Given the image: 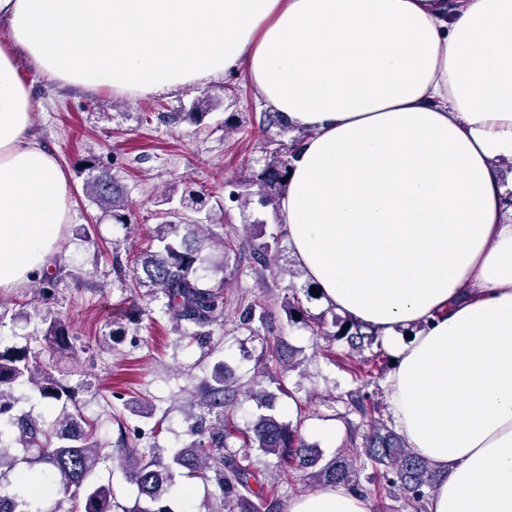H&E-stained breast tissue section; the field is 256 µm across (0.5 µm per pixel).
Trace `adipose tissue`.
<instances>
[{
    "label": "adipose tissue",
    "mask_w": 512,
    "mask_h": 512,
    "mask_svg": "<svg viewBox=\"0 0 512 512\" xmlns=\"http://www.w3.org/2000/svg\"><path fill=\"white\" fill-rule=\"evenodd\" d=\"M0 290L70 222L25 54L142 96L246 72L306 131L279 200L323 302L393 350L388 409L441 474L429 512H512V0H0ZM288 512H367L330 487Z\"/></svg>",
    "instance_id": "adipose-tissue-1"
}]
</instances>
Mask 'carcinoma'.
<instances>
[{
  "label": "carcinoma",
  "instance_id": "1",
  "mask_svg": "<svg viewBox=\"0 0 512 512\" xmlns=\"http://www.w3.org/2000/svg\"><path fill=\"white\" fill-rule=\"evenodd\" d=\"M267 125L279 128L277 137L266 147L262 168L250 171L244 186L257 185L262 192L261 202L270 204L279 199L286 184L292 158L302 145L304 136L284 138L291 129L276 112L264 114ZM88 171L86 188L91 198L112 213V220L128 225V208L124 188L108 173L93 164ZM183 207L194 213L207 206L204 193L189 188L182 198ZM184 232L165 221L159 225L154 244L141 251L133 261L131 288L144 285L159 288L165 295L166 310L176 326L184 329L183 337L198 343L210 336V326L224 318L227 298L223 285L209 283L204 271L202 240L199 230L203 221L188 215L181 217ZM277 240L254 245L251 257L262 269L272 266L277 252ZM241 325L249 327L256 321L265 322V311L254 304H239L235 310ZM308 311L297 293L288 298L290 321L306 320ZM47 324L45 340L48 348L62 353L72 348L71 336L64 320L47 310L41 317ZM334 330H321L332 340H344L350 352L362 350L372 342L377 332L346 316L337 317ZM230 375L219 365L212 380L203 383L199 403L218 409L217 422L208 426L194 421L190 426L196 439L181 448H170L166 455L146 456L120 440L121 459L126 480L135 485L140 496L151 503L149 507L128 508L112 497L104 485L88 483L99 463L104 461L93 444L94 426L84 416L74 389L53 376L41 365L39 356L27 350L0 349V512H42L37 506L35 490L56 491L77 501L73 512H171L161 504L173 487L176 474H188L213 480L224 502V512H257L254 499L265 501L264 512H280L279 499L264 488L253 489L255 478L249 466L232 455L224 454L226 441L234 431L224 424V405L231 400ZM28 386L32 395L60 408L55 421L47 426L32 412L19 408L29 396L15 395V387ZM346 405L363 417L370 418L371 432L364 445L351 448L348 454L321 468L312 475L323 487L350 485L359 492L354 480L358 470H374L386 489L396 488L412 512H424L425 489L434 488L435 474L431 464L405 444V440L390 430L379 417V403L357 390L351 393ZM244 442L266 454L278 456L286 469H309L315 465L311 449L299 438L297 430L272 416L261 415L243 432Z\"/></svg>",
  "mask_w": 512,
  "mask_h": 512
}]
</instances>
